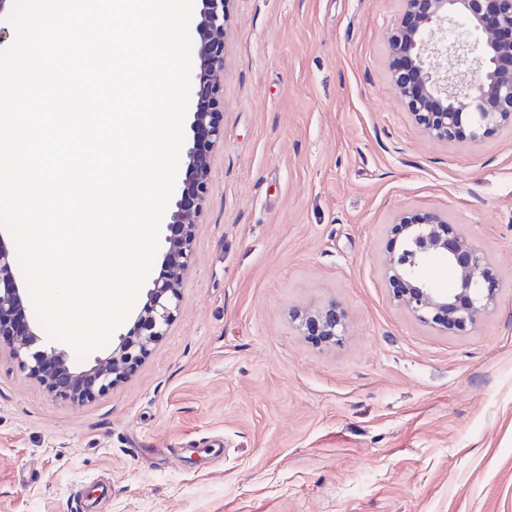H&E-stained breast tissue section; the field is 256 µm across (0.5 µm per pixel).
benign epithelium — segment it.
<instances>
[{
	"mask_svg": "<svg viewBox=\"0 0 512 512\" xmlns=\"http://www.w3.org/2000/svg\"><path fill=\"white\" fill-rule=\"evenodd\" d=\"M192 30L196 46V101L185 178L175 183V211L164 237L166 274L152 281L133 309V325L91 365L79 367L55 345L36 348L37 330L25 319L26 284L15 275V254L0 235V346L48 391L82 402L127 378L166 335L180 306L183 276L192 260L193 222L205 201L213 152L223 138L219 74L224 69V35L230 0H200ZM400 20L389 37V74L395 93L425 134L454 145L476 142L512 126V0H401ZM463 25L465 31L448 36ZM442 37L437 39L435 34ZM449 62L438 73L427 62L428 46ZM479 66L472 80L466 76ZM395 240L383 263L393 301L418 322L442 333L465 335L497 304L500 282L474 240L455 230L448 215L406 212L391 227ZM446 264L453 280L439 286L419 270ZM301 331L325 345L346 335L344 315L330 303L297 311Z\"/></svg>",
	"mask_w": 512,
	"mask_h": 512,
	"instance_id": "1",
	"label": "benign epithelium"
}]
</instances>
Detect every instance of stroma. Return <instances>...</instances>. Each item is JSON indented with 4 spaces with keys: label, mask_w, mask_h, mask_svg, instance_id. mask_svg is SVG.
<instances>
[{
    "label": "stroma",
    "mask_w": 512,
    "mask_h": 512,
    "mask_svg": "<svg viewBox=\"0 0 512 512\" xmlns=\"http://www.w3.org/2000/svg\"><path fill=\"white\" fill-rule=\"evenodd\" d=\"M400 0H230L224 137L168 333L77 404L0 352V512H512V128L430 139L389 79ZM501 282L470 334L392 299L396 216ZM326 347L292 313L325 302ZM293 319L298 321L301 332L307 331V336H314L325 345L339 344L346 335L344 315L338 310L336 303L313 310L296 311Z\"/></svg>",
    "instance_id": "obj_1"
}]
</instances>
